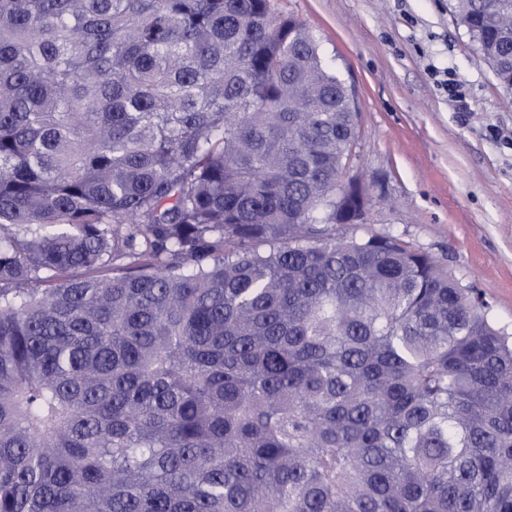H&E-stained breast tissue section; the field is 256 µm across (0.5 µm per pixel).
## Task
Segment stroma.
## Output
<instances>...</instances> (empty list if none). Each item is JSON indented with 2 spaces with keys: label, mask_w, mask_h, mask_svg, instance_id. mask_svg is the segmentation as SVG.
Wrapping results in <instances>:
<instances>
[{
  "label": "stroma",
  "mask_w": 512,
  "mask_h": 512,
  "mask_svg": "<svg viewBox=\"0 0 512 512\" xmlns=\"http://www.w3.org/2000/svg\"><path fill=\"white\" fill-rule=\"evenodd\" d=\"M314 32L360 111L348 173L373 232L428 252L512 332V90L448 0H274Z\"/></svg>",
  "instance_id": "obj_1"
}]
</instances>
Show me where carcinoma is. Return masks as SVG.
I'll use <instances>...</instances> for the list:
<instances>
[{
    "instance_id": "cac0c4a2",
    "label": "carcinoma",
    "mask_w": 512,
    "mask_h": 512,
    "mask_svg": "<svg viewBox=\"0 0 512 512\" xmlns=\"http://www.w3.org/2000/svg\"><path fill=\"white\" fill-rule=\"evenodd\" d=\"M358 124L274 0H0V512H512V337L336 238Z\"/></svg>"
}]
</instances>
